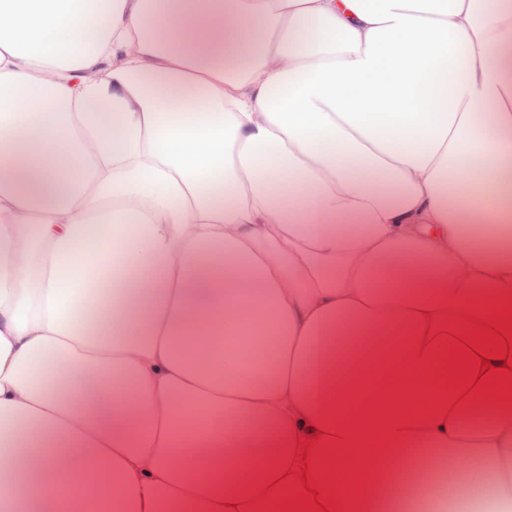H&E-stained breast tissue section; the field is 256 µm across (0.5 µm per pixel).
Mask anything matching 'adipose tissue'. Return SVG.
Segmentation results:
<instances>
[{"label": "adipose tissue", "mask_w": 512, "mask_h": 512, "mask_svg": "<svg viewBox=\"0 0 512 512\" xmlns=\"http://www.w3.org/2000/svg\"><path fill=\"white\" fill-rule=\"evenodd\" d=\"M511 304L512 0H0V512H512Z\"/></svg>", "instance_id": "obj_1"}]
</instances>
